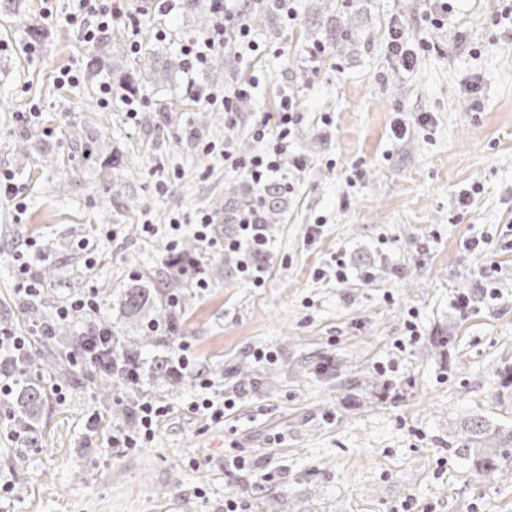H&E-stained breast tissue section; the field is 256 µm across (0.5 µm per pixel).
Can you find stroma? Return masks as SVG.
Wrapping results in <instances>:
<instances>
[{
	"mask_svg": "<svg viewBox=\"0 0 512 512\" xmlns=\"http://www.w3.org/2000/svg\"><path fill=\"white\" fill-rule=\"evenodd\" d=\"M505 3L451 0L439 25L427 19L431 0H295L291 24L259 11L262 54H227L195 76L218 88L258 77L231 130L223 112L190 100L183 70L166 66L210 30L199 11L149 18L156 73L139 83L148 105L133 118L117 98L100 109L88 82L57 85L91 50L65 21L68 0H56L34 57L21 34L25 19L41 20V0H29L27 18L0 14V171L16 186L0 197V328L28 337L33 356L50 347L17 292V256L54 268L40 291L58 305L91 287L98 316L120 324L105 295L141 272H170L168 235L142 223L180 217L184 241L197 217L217 218L216 246L184 266L193 286L170 355L187 352L191 365L141 392L167 408L152 432L128 424L127 390L102 400V375L79 352L59 354L66 379L31 367L47 389L41 437L27 443L0 412V512H224L229 496L246 512H512V460L487 474L448 449L468 414L512 424V27L495 22ZM395 19L418 49L408 72L388 50ZM289 90L303 112L282 163L294 191L268 227L256 287L219 242L235 230L229 188L254 193L234 161L257 149L255 125ZM161 102L172 115L154 111ZM33 105L39 120H19ZM399 115L411 125L400 140L390 131ZM25 132L38 149L18 150ZM114 158L129 168L112 169ZM464 188L474 194L463 211ZM313 224L322 232L312 240ZM481 235L500 297L463 316L451 297L475 286L484 258L465 243ZM339 252L347 280L319 279ZM260 349L276 360L257 361ZM204 379L236 399L222 420L194 406ZM118 427L137 447H113ZM233 455L243 468L229 465Z\"/></svg>",
	"mask_w": 512,
	"mask_h": 512,
	"instance_id": "obj_1",
	"label": "stroma"
}]
</instances>
